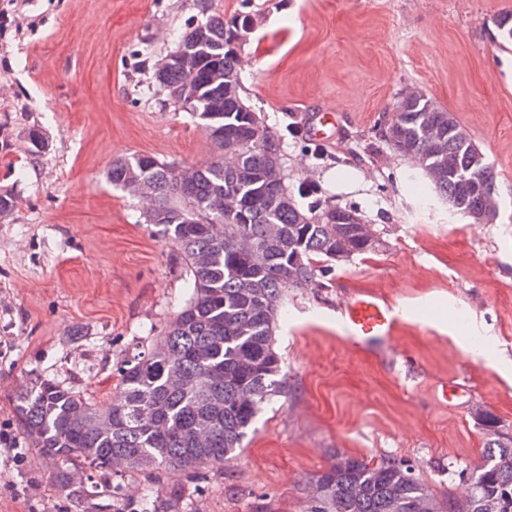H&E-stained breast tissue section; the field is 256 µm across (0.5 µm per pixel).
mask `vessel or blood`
Returning a JSON list of instances; mask_svg holds the SVG:
<instances>
[{"label":"vessel or blood","mask_w":512,"mask_h":512,"mask_svg":"<svg viewBox=\"0 0 512 512\" xmlns=\"http://www.w3.org/2000/svg\"><path fill=\"white\" fill-rule=\"evenodd\" d=\"M342 319L350 339L363 344L376 339L392 338L397 316L390 305L373 294H364L348 304Z\"/></svg>","instance_id":"1"}]
</instances>
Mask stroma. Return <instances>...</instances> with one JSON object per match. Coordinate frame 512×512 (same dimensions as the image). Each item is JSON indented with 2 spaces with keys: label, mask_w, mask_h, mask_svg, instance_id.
Returning <instances> with one entry per match:
<instances>
[{
  "label": "stroma",
  "mask_w": 512,
  "mask_h": 512,
  "mask_svg": "<svg viewBox=\"0 0 512 512\" xmlns=\"http://www.w3.org/2000/svg\"><path fill=\"white\" fill-rule=\"evenodd\" d=\"M211 9L252 15L240 94L279 138L289 190L314 184L325 203L357 210L375 250L333 262L321 287L288 289L274 333L286 384L236 459L194 474L90 470L85 492L68 495L29 448L14 396L41 378L106 406L120 365L191 297L180 251L110 174L137 153L177 166L210 157L196 119L154 78L202 14L197 0H0V195L13 204L0 221V429L17 441L0 453V512H137L150 489L170 512H305L340 457L411 466L447 502L484 449L479 413L512 436V46L496 43L512 0ZM416 89L456 116L491 165V222L450 210L384 141L386 113ZM325 112L333 127L311 136ZM366 292L403 317L393 340L363 347L341 311Z\"/></svg>",
  "instance_id": "obj_1"
}]
</instances>
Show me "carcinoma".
Wrapping results in <instances>:
<instances>
[{"label":"carcinoma","instance_id":"cac0c4a2","mask_svg":"<svg viewBox=\"0 0 512 512\" xmlns=\"http://www.w3.org/2000/svg\"><path fill=\"white\" fill-rule=\"evenodd\" d=\"M181 33L178 47L193 61L194 101L187 111L215 148L205 167L168 165L152 154L112 164V185L126 191L151 186L153 225L175 245L191 276L192 296L151 348L118 369L122 393L101 409L83 395L36 378L15 399L18 423L29 447L71 466L105 468L109 456L127 455L129 470L172 467L192 470L199 455L222 465L236 457L262 406L280 391L281 359L274 350V324L287 288H312L324 264L374 250L353 224L328 223L320 201L302 207L287 184L265 173L281 164V144L270 130L260 142L241 99L237 46L247 41L249 14L235 15L240 28L209 13ZM188 77L175 64L155 79L178 109L175 97ZM385 141L419 153L418 167L448 205L466 215L484 206L483 185L492 168L467 130L448 110L420 94H407L391 108ZM236 202L233 217L224 201ZM185 386L169 384L171 375ZM155 405L160 425L138 423ZM209 423L211 439L196 441ZM491 435L456 512H512V438L495 435L498 418L481 416ZM323 496L306 512H444L409 469L389 461L343 457L323 471Z\"/></svg>","mask_w":512,"mask_h":512}]
</instances>
